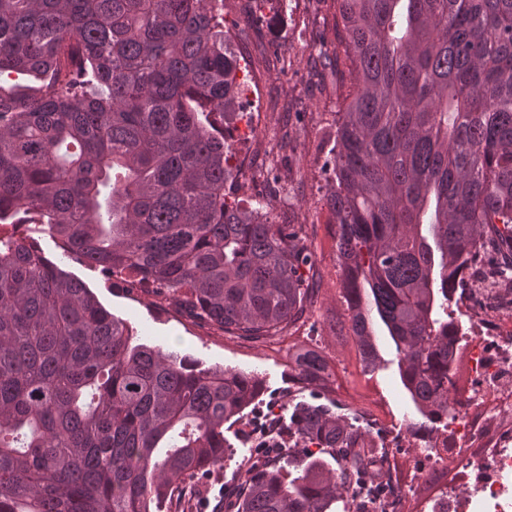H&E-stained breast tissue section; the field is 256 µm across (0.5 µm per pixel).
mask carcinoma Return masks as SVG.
<instances>
[{
    "mask_svg": "<svg viewBox=\"0 0 512 512\" xmlns=\"http://www.w3.org/2000/svg\"><path fill=\"white\" fill-rule=\"evenodd\" d=\"M350 89L328 137L326 205L363 372L373 321L395 345L413 433L450 397L466 274L512 285V0H336ZM224 0H0V224H29L101 270L252 341L310 300L294 224L225 191L224 118L246 77ZM430 226L427 241L419 226ZM308 385L318 350L294 357ZM258 376L132 344L129 324L38 247L0 233V512H195L224 424ZM225 512H368L387 458L324 404L293 406ZM331 453L338 469L322 458Z\"/></svg>",
    "mask_w": 512,
    "mask_h": 512,
    "instance_id": "obj_1",
    "label": "carcinoma"
}]
</instances>
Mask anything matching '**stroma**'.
<instances>
[{
    "label": "stroma",
    "mask_w": 512,
    "mask_h": 512,
    "mask_svg": "<svg viewBox=\"0 0 512 512\" xmlns=\"http://www.w3.org/2000/svg\"><path fill=\"white\" fill-rule=\"evenodd\" d=\"M289 14L275 16L272 0H224V29L249 72L248 86L239 99L240 119L224 126V135L238 162L252 157L269 160L282 178L284 194L271 198L269 211L278 224H298V244L310 257V270L319 280L314 306L298 330L253 342L190 318L178 305L149 295L138 286L106 281L97 269L66 255L56 241L42 236L45 255L62 270L82 280L100 303L126 320L138 343L162 348L199 367H226L257 375L263 393L247 410L243 422L225 426L229 451L221 479L213 484L200 512H219L226 493L245 482L244 461L256 452L253 437L258 418H269L297 402L328 405L343 419L366 416L368 439L396 440L389 451L396 465L403 512H420L422 500L437 496L451 470L440 466L418 473L416 450L408 423L418 416L407 399L395 364V346L383 327L376 343L383 369L367 375L348 333L349 320L341 298L336 251V227L325 203L327 181L321 167L324 141L343 101L339 78L316 77L311 64L336 49L333 0H288ZM300 347L323 352L331 367L326 387L296 380L288 354Z\"/></svg>",
    "instance_id": "obj_1"
}]
</instances>
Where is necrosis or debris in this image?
Here are the masks:
<instances>
[{"label": "necrosis or debris", "mask_w": 512, "mask_h": 512, "mask_svg": "<svg viewBox=\"0 0 512 512\" xmlns=\"http://www.w3.org/2000/svg\"><path fill=\"white\" fill-rule=\"evenodd\" d=\"M459 344L475 381L466 410L448 420L447 447L422 451L431 465L455 463L446 490L426 502L422 512H512V428L486 440L477 456L465 451L479 434L470 420V408L491 398L495 413L512 414V389L503 387L512 379V325L483 323L476 334L461 335Z\"/></svg>", "instance_id": "1"}]
</instances>
